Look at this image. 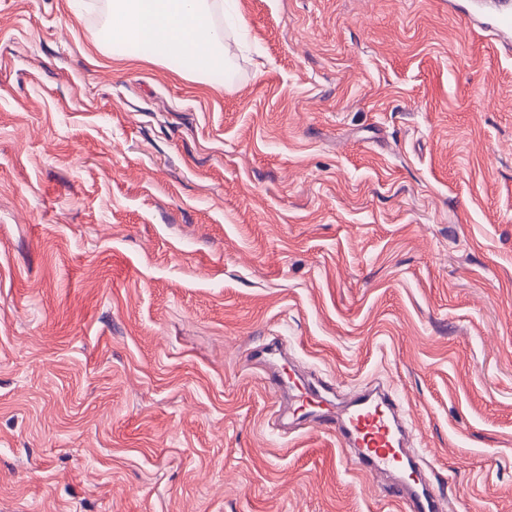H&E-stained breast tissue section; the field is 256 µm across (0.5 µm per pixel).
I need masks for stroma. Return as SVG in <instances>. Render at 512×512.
<instances>
[{
	"instance_id": "35a3bbf8",
	"label": "stroma",
	"mask_w": 512,
	"mask_h": 512,
	"mask_svg": "<svg viewBox=\"0 0 512 512\" xmlns=\"http://www.w3.org/2000/svg\"><path fill=\"white\" fill-rule=\"evenodd\" d=\"M0 0V512H402L254 355L391 388L512 512V57L448 0H238L208 81Z\"/></svg>"
}]
</instances>
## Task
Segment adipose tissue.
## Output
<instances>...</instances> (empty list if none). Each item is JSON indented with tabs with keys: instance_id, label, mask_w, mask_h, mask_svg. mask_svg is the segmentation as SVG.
<instances>
[{
	"instance_id": "obj_1",
	"label": "adipose tissue",
	"mask_w": 512,
	"mask_h": 512,
	"mask_svg": "<svg viewBox=\"0 0 512 512\" xmlns=\"http://www.w3.org/2000/svg\"><path fill=\"white\" fill-rule=\"evenodd\" d=\"M224 0H112V40L141 43L153 62H179L202 80L223 68L224 39L213 21Z\"/></svg>"
}]
</instances>
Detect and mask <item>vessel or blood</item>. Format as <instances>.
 <instances>
[{"mask_svg":"<svg viewBox=\"0 0 512 512\" xmlns=\"http://www.w3.org/2000/svg\"><path fill=\"white\" fill-rule=\"evenodd\" d=\"M461 14L470 24L493 32L504 48L512 47V0H465ZM267 383L276 393L290 390L298 410L336 436L359 472L389 478L385 495L406 512H447L445 495L422 473L409 448L410 431L390 393L366 387L338 402L329 387L304 383L296 371L276 363L270 366Z\"/></svg>","mask_w":512,"mask_h":512,"instance_id":"b4317fda","label":"vessel or blood"}]
</instances>
